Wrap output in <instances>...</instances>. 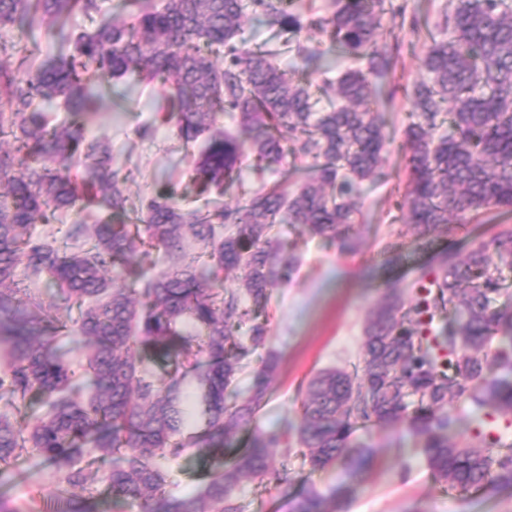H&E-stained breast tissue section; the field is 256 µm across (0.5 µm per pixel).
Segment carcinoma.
<instances>
[{"label": "carcinoma", "mask_w": 512, "mask_h": 512, "mask_svg": "<svg viewBox=\"0 0 512 512\" xmlns=\"http://www.w3.org/2000/svg\"><path fill=\"white\" fill-rule=\"evenodd\" d=\"M130 21L118 23L101 0H0V27L28 35L35 23L59 38L53 58L37 63L39 47L0 44V483L10 465L33 449L54 483V507L96 512V496L74 495L98 483L118 503L141 512H242L240 477L288 484V448L296 432L309 471L341 465L346 476L368 471L373 456L352 434L361 421L389 424L417 398L411 429L434 480L463 493L512 486V443L503 436L512 415V301L497 302L502 271L512 270V231H501L466 256L446 249L425 269L406 302L387 290L366 321L363 377L328 370L307 385L298 426L254 433L230 457L235 433L267 403L279 358L261 360L250 395L227 405V392L267 337L273 289L288 282L296 244L279 224L341 248L352 230L359 185L380 169L387 143L374 109L391 96V50L379 45L393 0H336L311 20L323 40L296 42L302 76L288 74L271 52L238 39L241 20L262 16L283 32L302 28L287 0H122ZM80 12L91 32L66 29ZM448 39L427 33L428 77L411 91L405 135L408 191L405 223L422 235L491 208L512 210V0H449ZM364 59L336 79L312 87L323 58ZM172 86L163 121L177 129L192 167L196 196L187 207L170 184L131 198L132 172L112 168L110 144L85 141L82 120L97 114L99 89L110 78ZM71 120L50 123L46 105ZM238 118L241 134L224 133L219 117ZM264 170L288 156L307 161L295 191L288 180L254 190L240 177L242 159ZM235 184L243 201H220ZM103 210L94 224L76 221L58 238L35 234L69 212ZM199 252L186 255V236ZM120 270L119 279L106 276ZM47 278L55 295L36 284ZM233 277L239 287L224 288ZM89 340L78 364L56 347L61 332ZM169 364L161 379L145 364ZM203 385L207 424L185 437L183 382ZM46 411L30 414L34 397ZM466 402L476 426L457 440L448 405ZM209 471L194 495L170 501L158 459L188 449ZM112 459L102 474L95 459ZM312 490L297 512H327Z\"/></svg>", "instance_id": "obj_1"}]
</instances>
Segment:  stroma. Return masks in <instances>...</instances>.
Here are the masks:
<instances>
[{
	"label": "stroma",
	"mask_w": 512,
	"mask_h": 512,
	"mask_svg": "<svg viewBox=\"0 0 512 512\" xmlns=\"http://www.w3.org/2000/svg\"><path fill=\"white\" fill-rule=\"evenodd\" d=\"M240 36L249 47L278 52L286 69L299 67V60L286 50V34L263 18H245ZM381 41L395 48L389 81L396 92L377 106L385 119L388 143L378 175L359 189L355 216L359 244L348 252L316 238L307 240L292 280L273 290L267 341L257 354L274 353L280 363L270 382L269 400L253 424L263 432L287 422L298 424L303 391L317 373L360 367L365 322L386 288H401L405 299H413L411 284L417 268L431 263L437 251L448 247L464 255L498 232L512 229V212L496 208L434 239L419 238L404 223L397 203L407 183L404 130L411 102L406 91L425 77L422 60L427 45L410 25L388 15L382 20ZM166 92L158 82L143 86L127 77L110 81L98 113L83 123L86 137L110 140L113 168L134 171V179L126 184L130 195L156 191L168 180L179 183L183 192L191 190L176 129L156 119L155 110ZM147 123L153 124L154 135L139 139L137 131ZM353 439L374 452L373 465L362 481L349 482L338 467L308 474L301 457L293 453L288 458L292 475L288 486L276 489L253 480L239 482L236 494L243 512H293L310 489L328 495L344 484L350 487L344 512H416L420 507L425 512H512V487L460 493L437 484L407 422L389 427L364 423L357 426ZM166 469L167 498L186 497L200 488L204 468L195 456H184ZM11 470L14 478L0 485V501L15 512H40L44 501L53 499L54 487L39 457L19 460Z\"/></svg>",
	"instance_id": "obj_1"
}]
</instances>
